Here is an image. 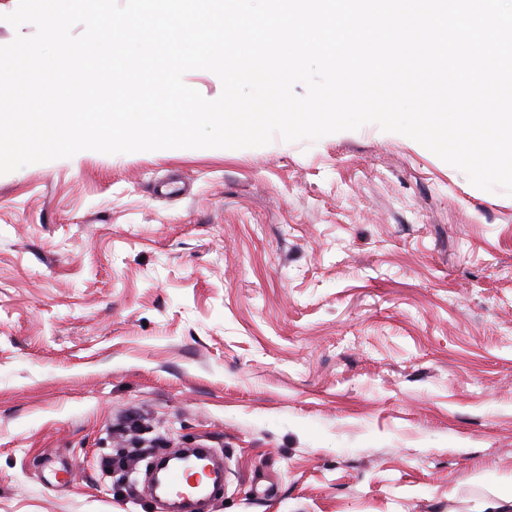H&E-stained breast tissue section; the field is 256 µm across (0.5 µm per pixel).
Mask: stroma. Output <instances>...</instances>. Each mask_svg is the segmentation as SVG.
Segmentation results:
<instances>
[{
  "instance_id": "1",
  "label": "stroma",
  "mask_w": 512,
  "mask_h": 512,
  "mask_svg": "<svg viewBox=\"0 0 512 512\" xmlns=\"http://www.w3.org/2000/svg\"><path fill=\"white\" fill-rule=\"evenodd\" d=\"M175 448L213 512H512V195L373 123L0 175V512Z\"/></svg>"
}]
</instances>
